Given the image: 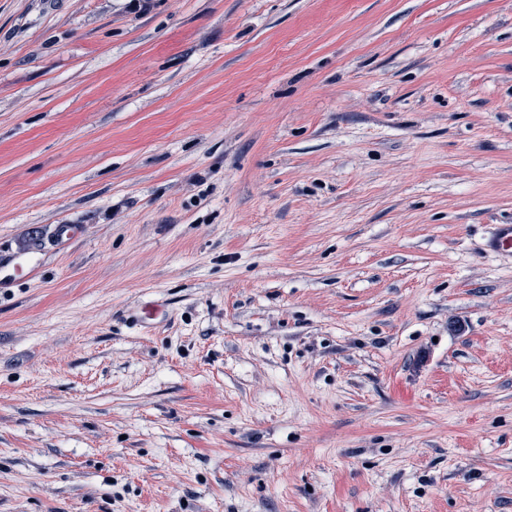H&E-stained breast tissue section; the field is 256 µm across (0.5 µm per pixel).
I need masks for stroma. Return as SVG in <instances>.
Wrapping results in <instances>:
<instances>
[{
    "mask_svg": "<svg viewBox=\"0 0 512 512\" xmlns=\"http://www.w3.org/2000/svg\"><path fill=\"white\" fill-rule=\"evenodd\" d=\"M511 223L512 0H0V512H512ZM483 249L504 260L512 259V224L494 225L483 243Z\"/></svg>",
    "mask_w": 512,
    "mask_h": 512,
    "instance_id": "1",
    "label": "stroma"
}]
</instances>
